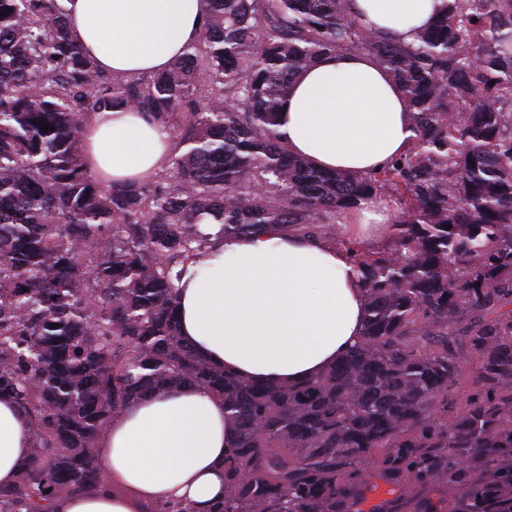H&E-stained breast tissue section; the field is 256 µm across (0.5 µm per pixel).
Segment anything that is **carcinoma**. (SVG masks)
<instances>
[{
    "instance_id": "obj_1",
    "label": "carcinoma",
    "mask_w": 512,
    "mask_h": 512,
    "mask_svg": "<svg viewBox=\"0 0 512 512\" xmlns=\"http://www.w3.org/2000/svg\"><path fill=\"white\" fill-rule=\"evenodd\" d=\"M207 5L182 55L132 78L73 43L64 0H0V392L33 429L0 512L105 486L112 418L174 385L233 424L214 512H364L381 482L393 498L370 512H512V0H446L411 44L349 0ZM337 51L373 55L410 107L409 151L366 176L277 131L292 81ZM108 109L153 114L161 171L110 188L88 172L82 122ZM373 194L399 209L375 255L338 226ZM273 226L345 244L367 292L363 341L292 387L211 366L177 329L182 267Z\"/></svg>"
}]
</instances>
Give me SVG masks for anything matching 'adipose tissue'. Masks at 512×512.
Instances as JSON below:
<instances>
[{
	"instance_id": "obj_1",
	"label": "adipose tissue",
	"mask_w": 512,
	"mask_h": 512,
	"mask_svg": "<svg viewBox=\"0 0 512 512\" xmlns=\"http://www.w3.org/2000/svg\"><path fill=\"white\" fill-rule=\"evenodd\" d=\"M444 0H351L373 31L410 44ZM73 42L100 70L141 76L164 69L191 44L206 0H65ZM85 163L99 181L138 182L165 164L172 142L152 119L118 109L88 113ZM290 150L325 170L369 174L405 154L415 136L408 103L367 53L322 58L294 83L279 118ZM397 215L370 196L341 219L346 238L373 241ZM177 289L183 341L215 367L263 385L322 374L358 345L365 288L345 247L271 230L225 239L187 264ZM29 417L0 394V486L15 484L32 446ZM232 432L224 403L172 386L125 407L95 454L109 490L56 499L52 512H146L180 502L211 512L224 498Z\"/></svg>"
}]
</instances>
